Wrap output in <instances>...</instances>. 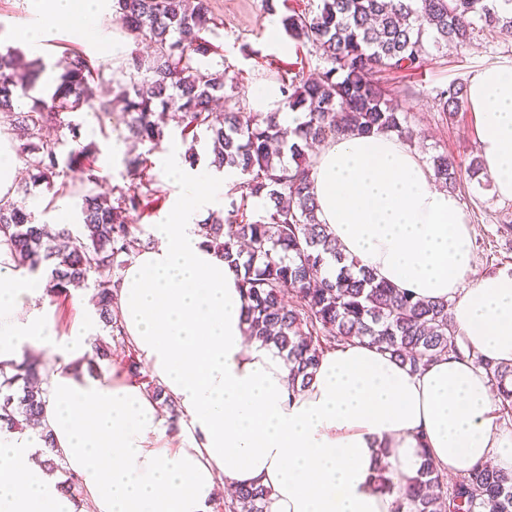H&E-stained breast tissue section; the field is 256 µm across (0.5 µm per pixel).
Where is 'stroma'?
<instances>
[{
    "label": "stroma",
    "mask_w": 512,
    "mask_h": 512,
    "mask_svg": "<svg viewBox=\"0 0 512 512\" xmlns=\"http://www.w3.org/2000/svg\"><path fill=\"white\" fill-rule=\"evenodd\" d=\"M319 0H275L266 6L265 0H210L212 16L216 24V37L212 42L224 57V64L236 86L235 97L243 106H250V90L259 82L280 83L292 77L294 72L316 71L322 62L311 44L289 40L287 50L274 47L267 37L268 20L271 14H285L293 10L307 13L316 9ZM83 52L91 60L111 71L120 70L130 53H145L144 45L126 34L113 21L111 14L102 15L95 35L73 29L51 28L45 31L40 55L47 65L61 60L66 51ZM489 65L512 66V35L496 38L477 37L464 50L452 48L433 51L429 65L416 75L395 74L388 83L398 90L407 91L409 123L415 131L412 147L431 158L438 154L455 157L469 163L478 156V142L473 132L474 117L467 110H459L455 118H448L436 104V94L450 82H468L482 67ZM72 121L79 124L81 138L71 141L68 131L60 136L66 148L75 143L96 142L100 148L96 165L102 179L98 192L108 193L112 187L127 184L126 169L121 158H114L113 149L122 155L130 146L125 143V127L119 117L100 118L91 112L72 114ZM157 199L151 203L143 217H132L133 229L146 228L167 211L177 186L168 179L163 164L162 149L150 152ZM27 174H19L14 182L13 199L24 198L36 204V213L41 222L52 223L59 211H67L70 217L79 212L77 198L52 196L45 187H27ZM470 218L475 233L473 266L476 274L512 267V200L503 199L493 191L486 181L465 180L457 191Z\"/></svg>",
    "instance_id": "obj_1"
}]
</instances>
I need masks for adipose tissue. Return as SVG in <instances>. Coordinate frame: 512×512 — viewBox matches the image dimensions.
<instances>
[{"instance_id":"ef3b65f1","label":"adipose tissue","mask_w":512,"mask_h":512,"mask_svg":"<svg viewBox=\"0 0 512 512\" xmlns=\"http://www.w3.org/2000/svg\"><path fill=\"white\" fill-rule=\"evenodd\" d=\"M111 6L37 0L13 37L34 53L48 27L90 33ZM465 105L494 190L512 200V67L476 72ZM314 161L318 216L342 254L416 297L452 300L470 356L413 372L355 341L327 352L309 386L290 394L286 361L248 341L236 273L198 231L240 173L189 166L172 148L165 167L180 192L152 228L154 247L123 269L118 307L129 346L187 424L169 435L158 401L121 363L75 372L97 326L58 335L43 282L15 271L0 246V363L57 355L42 423L84 493L76 503L63 474L44 468L38 435L1 431L0 512H213L220 493L253 483L270 491L264 512H390L393 495L374 483L380 464L400 486L427 455L450 475L480 461L512 471V431L497 428L499 405L476 363L512 364V269L473 276L463 203L396 134L339 136Z\"/></svg>"}]
</instances>
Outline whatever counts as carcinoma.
I'll return each mask as SVG.
<instances>
[{
    "mask_svg": "<svg viewBox=\"0 0 512 512\" xmlns=\"http://www.w3.org/2000/svg\"><path fill=\"white\" fill-rule=\"evenodd\" d=\"M112 13L129 35L152 47L145 57L131 54L120 79L70 53L58 64L61 72L47 94L34 97L45 63L0 46V112L10 121L29 179L56 196L80 198L79 223L60 224L52 233L24 202L0 199V244L8 248L14 268L45 270L46 291L54 297L94 283L96 314L109 341L96 344L94 355L75 362V370L97 371L99 361L111 357L112 342L124 341L116 284L129 261L153 244L128 224V215L143 210L152 194L145 182L147 156L125 158L130 184L107 196L93 188L100 180L96 143L71 150L63 159L58 152L62 142L44 138V129L53 125L79 139L80 128L67 117L84 110L122 112L127 138L151 151L164 140L157 112H172L183 138H207L210 165L240 171L242 180L233 191L241 199L269 200L258 220L238 219L233 199L226 218L198 228L205 243L240 274L251 338L275 347L292 364L291 391L308 387L323 355L349 342L369 340L413 372L459 353L448 302L418 299L338 252L317 217L310 150L355 132H394L412 139L407 113L391 103L395 90L385 76L425 69L429 44L464 48L480 33L512 34V0H320L312 14L282 15L285 34L310 43L324 63L318 77L298 73L282 87L283 107L304 115L291 144L282 135L277 112H246L237 101L217 109V102L234 95L226 94V69L206 62L211 42L205 34L214 33L210 0H194L191 7L185 0H112ZM95 82L109 85L112 98L94 101ZM465 90V84L452 82L437 94V105L448 118L461 108ZM23 98L32 104L15 111ZM288 154L290 165L284 163ZM431 167L435 183L445 188L482 170L476 158L465 167L444 154L431 157ZM331 260L342 264L333 278L324 275ZM478 364L495 382L502 409L511 410L512 365L482 359ZM47 374L37 359L25 357L8 369L0 364L1 430H23L39 422ZM148 390L168 408L170 424L177 425L180 415L163 388L150 382ZM41 437L48 470L62 469L51 433L44 429ZM376 481L387 494L399 489L393 512H400L404 500L414 512H512V472L484 463L448 483L426 458L417 477L400 488L384 467ZM268 495L261 485L240 488L228 512H263Z\"/></svg>",
    "mask_w": 512,
    "mask_h": 512,
    "instance_id": "1",
    "label": "carcinoma"
}]
</instances>
